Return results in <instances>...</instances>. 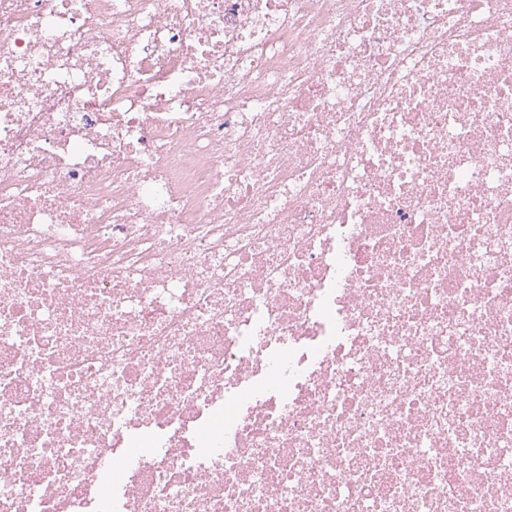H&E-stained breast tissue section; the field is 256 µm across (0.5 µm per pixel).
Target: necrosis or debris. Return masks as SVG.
<instances>
[{
	"instance_id": "1",
	"label": "necrosis or debris",
	"mask_w": 512,
	"mask_h": 512,
	"mask_svg": "<svg viewBox=\"0 0 512 512\" xmlns=\"http://www.w3.org/2000/svg\"><path fill=\"white\" fill-rule=\"evenodd\" d=\"M0 512H512V0H0Z\"/></svg>"
}]
</instances>
